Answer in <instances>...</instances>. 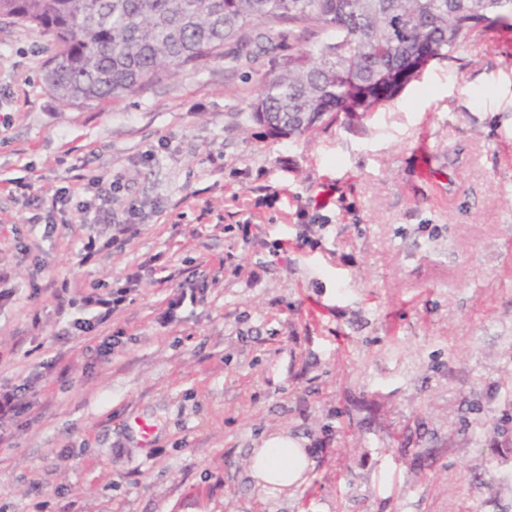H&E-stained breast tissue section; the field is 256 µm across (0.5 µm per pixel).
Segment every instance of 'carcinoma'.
<instances>
[{
	"label": "carcinoma",
	"mask_w": 512,
	"mask_h": 512,
	"mask_svg": "<svg viewBox=\"0 0 512 512\" xmlns=\"http://www.w3.org/2000/svg\"><path fill=\"white\" fill-rule=\"evenodd\" d=\"M54 43L43 81L65 105L127 97L269 20L329 40L282 58L250 104L303 135L330 113L370 112L419 79L418 44L443 61L474 29H512V0H0V18Z\"/></svg>",
	"instance_id": "cac0c4a2"
}]
</instances>
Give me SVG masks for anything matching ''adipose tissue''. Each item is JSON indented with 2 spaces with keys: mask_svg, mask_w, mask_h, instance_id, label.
Returning a JSON list of instances; mask_svg holds the SVG:
<instances>
[{
  "mask_svg": "<svg viewBox=\"0 0 512 512\" xmlns=\"http://www.w3.org/2000/svg\"><path fill=\"white\" fill-rule=\"evenodd\" d=\"M312 461L300 439L287 432H274L252 449L248 473L265 493L275 497L289 488L300 487Z\"/></svg>",
  "mask_w": 512,
  "mask_h": 512,
  "instance_id": "obj_1",
  "label": "adipose tissue"
}]
</instances>
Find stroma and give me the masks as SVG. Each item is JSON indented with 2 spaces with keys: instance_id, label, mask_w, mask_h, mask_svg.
Wrapping results in <instances>:
<instances>
[{
  "instance_id": "stroma-1",
  "label": "stroma",
  "mask_w": 512,
  "mask_h": 512,
  "mask_svg": "<svg viewBox=\"0 0 512 512\" xmlns=\"http://www.w3.org/2000/svg\"><path fill=\"white\" fill-rule=\"evenodd\" d=\"M263 31L248 57L232 41L67 107L42 79L50 38L0 29V390L38 379L0 425V512H512V30L474 31L375 111L292 138L250 105L327 33L290 29L268 54ZM98 178L122 184L111 213L31 223L27 194L47 211ZM130 200L139 234L88 248ZM140 266L106 323L73 330L94 316L84 286ZM196 281L205 300L161 325ZM278 430L315 466L270 498L247 458ZM207 292L206 284H191L187 288L181 286L166 298V308L160 316L162 325L174 322L178 318L179 311L186 302L190 304L204 300Z\"/></svg>"
}]
</instances>
